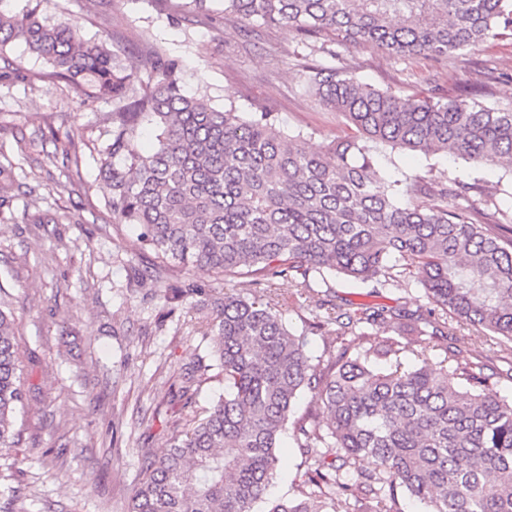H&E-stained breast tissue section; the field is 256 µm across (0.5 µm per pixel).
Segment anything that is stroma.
<instances>
[{
  "label": "stroma",
  "instance_id": "stroma-1",
  "mask_svg": "<svg viewBox=\"0 0 512 512\" xmlns=\"http://www.w3.org/2000/svg\"><path fill=\"white\" fill-rule=\"evenodd\" d=\"M46 14L77 23L86 40L111 39L114 50L134 56L144 79L153 71L150 49L159 47L180 62L188 92L218 109L273 112L281 129L314 151L355 128L308 92L313 66L344 69L405 97H445L485 71L480 102L512 108L511 37L437 59L247 24L225 15L224 0L201 9L194 0H55ZM7 60L27 72L25 80L0 81V186L9 189L0 206V286L16 317L25 400L16 420L20 444L0 459V512H128L144 455L162 456L173 443L167 412L181 376L206 355L199 323L210 310L166 301L161 288L189 278L250 298L262 291L206 270L165 272L152 255H137L138 231L113 223L98 171L111 103L48 82V64L24 43L0 48V64ZM70 134L74 163L63 152ZM378 158L381 173L402 179L476 183L475 203L484 210L512 193V172L502 168L388 147ZM328 282L331 302L354 310L427 307L414 279L386 289L335 275ZM453 327L452 343L476 350L494 369L489 393L512 391L496 339L463 321Z\"/></svg>",
  "mask_w": 512,
  "mask_h": 512
}]
</instances>
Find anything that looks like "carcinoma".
<instances>
[{"label":"carcinoma","instance_id":"carcinoma-1","mask_svg":"<svg viewBox=\"0 0 512 512\" xmlns=\"http://www.w3.org/2000/svg\"><path fill=\"white\" fill-rule=\"evenodd\" d=\"M11 2L0 0V47L21 41L51 77L112 101L98 159L107 206L115 223L141 228L139 250L163 266L249 277L265 291L288 280L312 312L329 303V290L316 289L329 272L378 288L423 274L424 314L339 307L299 335L271 295L220 296L196 282L171 289L164 298L215 313L202 339L224 394L188 420L163 457L144 456L129 512H402L400 494L425 512H512V395L484 393L493 375L468 350L446 346L434 365L408 361L424 355V337L454 335V318L498 337L512 366V236L499 233L512 218L458 203L473 189L459 177L382 179L374 156L387 145L512 168V112L479 104L468 86L448 99L405 98L314 67L308 91L357 135L311 152L270 112L246 117L186 94L179 63L160 48L144 81L107 40L39 19L50 0L20 11ZM224 12L436 58L512 33V0H224ZM145 117L159 130L150 153L138 141ZM360 324L373 332L359 351L307 353L306 332L334 325L342 337ZM15 336L13 313L0 306L1 449L19 442ZM305 390L313 406L292 421ZM289 423L305 479L299 496L272 498Z\"/></svg>","mask_w":512,"mask_h":512}]
</instances>
